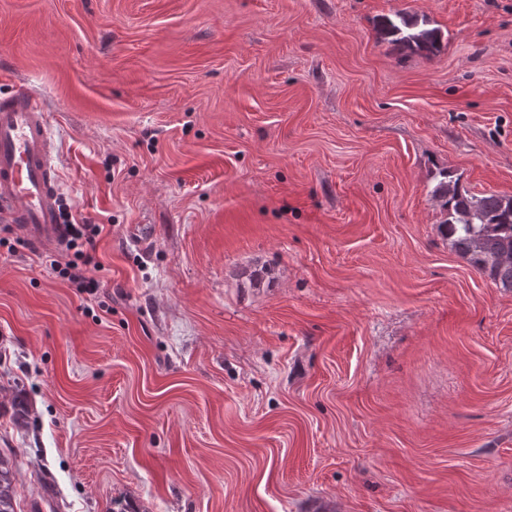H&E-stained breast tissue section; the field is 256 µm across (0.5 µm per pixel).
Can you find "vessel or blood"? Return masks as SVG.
Wrapping results in <instances>:
<instances>
[{
	"label": "vessel or blood",
	"instance_id": "obj_1",
	"mask_svg": "<svg viewBox=\"0 0 512 512\" xmlns=\"http://www.w3.org/2000/svg\"><path fill=\"white\" fill-rule=\"evenodd\" d=\"M54 142L46 112L29 91L0 98V214L28 239L59 243Z\"/></svg>",
	"mask_w": 512,
	"mask_h": 512
}]
</instances>
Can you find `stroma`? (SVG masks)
I'll list each match as a JSON object with an SVG mask.
<instances>
[{
	"label": "stroma",
	"mask_w": 512,
	"mask_h": 512,
	"mask_svg": "<svg viewBox=\"0 0 512 512\" xmlns=\"http://www.w3.org/2000/svg\"><path fill=\"white\" fill-rule=\"evenodd\" d=\"M20 86L104 227L91 294L0 245L22 512H512V289L432 196H512V0H0ZM418 21L416 18L404 12H396L390 16H384L379 21V31L392 37L391 41L414 52L425 53L426 56H434L441 51V35L439 30H416Z\"/></svg>",
	"instance_id": "35a3bbf8"
}]
</instances>
